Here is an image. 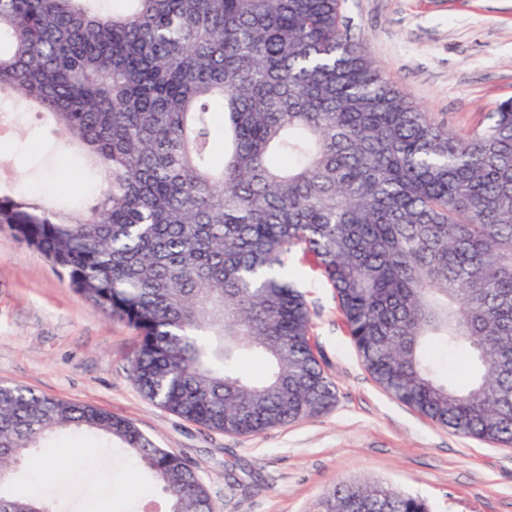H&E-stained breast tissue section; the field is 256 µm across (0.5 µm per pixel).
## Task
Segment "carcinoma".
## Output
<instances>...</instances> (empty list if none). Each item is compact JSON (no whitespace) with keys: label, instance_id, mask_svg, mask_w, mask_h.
Returning <instances> with one entry per match:
<instances>
[{"label":"carcinoma","instance_id":"1","mask_svg":"<svg viewBox=\"0 0 512 512\" xmlns=\"http://www.w3.org/2000/svg\"><path fill=\"white\" fill-rule=\"evenodd\" d=\"M0 0V95L49 114L98 167L92 203L0 186V227L137 334L156 406L253 436L336 401L311 314L281 271L302 252L334 288L374 381L431 422L512 445V98L457 132L386 78L341 0ZM448 346L470 373L436 372ZM263 354L253 380L244 358ZM100 436L168 512H214L194 470L129 421L0 384V484L31 448ZM53 505L0 490V512ZM318 512H429L376 481Z\"/></svg>","mask_w":512,"mask_h":512}]
</instances>
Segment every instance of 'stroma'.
Returning <instances> with one entry per match:
<instances>
[{
	"mask_svg": "<svg viewBox=\"0 0 512 512\" xmlns=\"http://www.w3.org/2000/svg\"><path fill=\"white\" fill-rule=\"evenodd\" d=\"M376 66L437 120L463 132L512 97V0H343ZM0 178L18 194L92 199L99 176L46 114L0 98ZM290 266L313 317V343L335 381L326 413L255 436L210 431L154 405L134 385L136 333L95 308L36 250L0 229V383L88 404L132 422L180 455L215 512H317L342 482L371 479L430 512H512V446L439 428L383 391L362 366L335 294L301 255ZM61 512H140L139 481L119 448L55 441Z\"/></svg>",
	"mask_w": 512,
	"mask_h": 512,
	"instance_id": "35a3bbf8",
	"label": "stroma"
}]
</instances>
